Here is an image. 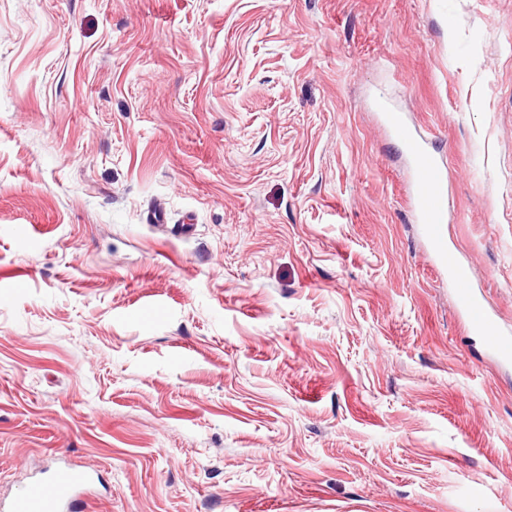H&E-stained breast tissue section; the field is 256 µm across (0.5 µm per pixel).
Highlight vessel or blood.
I'll return each instance as SVG.
<instances>
[{
    "label": "vessel or blood",
    "mask_w": 512,
    "mask_h": 512,
    "mask_svg": "<svg viewBox=\"0 0 512 512\" xmlns=\"http://www.w3.org/2000/svg\"><path fill=\"white\" fill-rule=\"evenodd\" d=\"M387 122L404 143L413 170L411 205L431 254L446 277L457 306L471 331L501 363H512V333L500 328L495 313L485 304L457 255L448 249L443 226L448 221V183L444 160L426 146L407 119L388 110ZM89 472L60 467L32 481L15 495L5 512H71Z\"/></svg>",
    "instance_id": "obj_1"
}]
</instances>
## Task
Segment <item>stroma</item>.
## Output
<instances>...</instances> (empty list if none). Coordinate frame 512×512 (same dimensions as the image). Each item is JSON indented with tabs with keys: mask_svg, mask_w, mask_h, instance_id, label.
<instances>
[{
	"mask_svg": "<svg viewBox=\"0 0 512 512\" xmlns=\"http://www.w3.org/2000/svg\"><path fill=\"white\" fill-rule=\"evenodd\" d=\"M384 100L512 329V0H0V495L69 461L83 512H512V369ZM386 119L404 143L413 170L411 205L431 254L453 289L457 306L471 331L501 363H512V333L500 328L495 313L485 304L457 255L448 250L443 224L448 223V183L444 160L426 146L407 119L388 108Z\"/></svg>",
	"mask_w": 512,
	"mask_h": 512,
	"instance_id": "1",
	"label": "stroma"
}]
</instances>
